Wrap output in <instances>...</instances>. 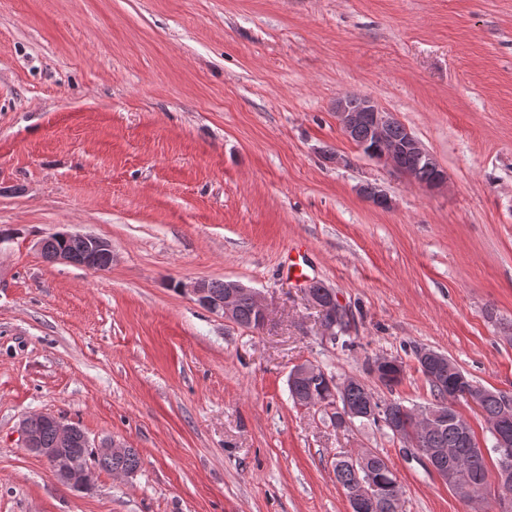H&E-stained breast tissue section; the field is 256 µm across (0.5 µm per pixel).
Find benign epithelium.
Returning <instances> with one entry per match:
<instances>
[{
    "label": "benign epithelium",
    "mask_w": 512,
    "mask_h": 512,
    "mask_svg": "<svg viewBox=\"0 0 512 512\" xmlns=\"http://www.w3.org/2000/svg\"><path fill=\"white\" fill-rule=\"evenodd\" d=\"M336 120L344 135H349L354 129L365 125L375 140V145L364 153V156L390 168L394 172L404 176L411 182H417L415 174L410 171L402 162L407 155H414L422 161L436 166L437 174L434 179L428 183L421 184L427 192L438 193L447 186V176L437 158L422 144V142L413 134L399 141H394L389 136V129L394 122V115L382 107L371 97L360 96L358 100L352 102L347 98H340L335 105ZM359 193L368 202L381 209H389L393 206L392 198L374 184H366L360 187ZM59 236L65 239L77 238L85 243L84 262L81 267L87 270H96L98 268L101 255H112V244L95 234L91 233H70L67 231L59 232ZM319 286L316 281H309L305 285V295L310 304L320 312L321 326L324 335L331 336L335 331L336 314L333 307L340 304L334 291H329L330 303L322 302L312 289ZM242 285L235 282H228L225 285L224 297L219 298L212 294L209 287V281H196L186 288V291L195 299V301L208 311L224 318L227 322H234L237 312V301L241 294ZM418 367L426 375H431L433 368L446 363L445 354L429 348L418 350L416 355ZM328 413H338L336 423L343 428L354 423L355 420L366 416L377 415V408L374 404H369L364 413H358L348 408L343 409L339 402H334L326 406ZM49 418L47 414H35L26 417L21 423V436L23 448L29 452L42 457L45 460L52 461L53 472L62 483L72 482L70 469L67 463L58 458L60 448L66 447L73 442L75 437V426L65 424L57 418H52L53 427L56 432L57 448H43L39 434L36 432L35 423ZM491 430L495 438L494 448L501 454L504 467L512 465V434L507 429L499 427L498 424L491 425ZM125 446L114 440L106 439L94 447V458H110L114 454L123 452ZM498 487V500L500 510L508 512L512 509V481L500 475L495 477ZM376 486L370 477L360 481L359 487L353 489L350 493V502L353 508L358 512H370L374 504V491Z\"/></svg>",
    "instance_id": "benign-epithelium-1"
}]
</instances>
